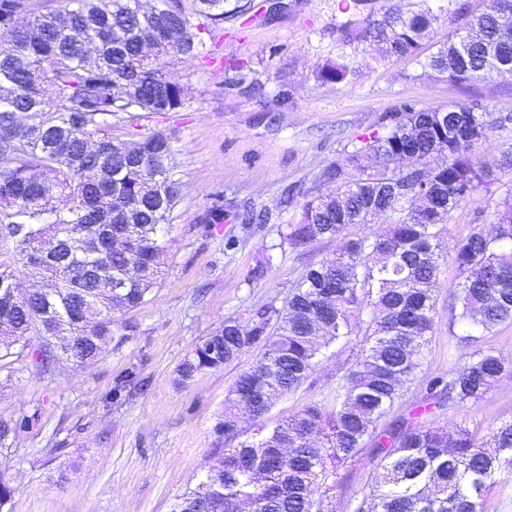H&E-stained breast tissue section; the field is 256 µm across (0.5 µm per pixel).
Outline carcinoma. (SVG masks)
<instances>
[{"label": "carcinoma", "instance_id": "1", "mask_svg": "<svg viewBox=\"0 0 512 512\" xmlns=\"http://www.w3.org/2000/svg\"><path fill=\"white\" fill-rule=\"evenodd\" d=\"M59 9L32 0H0V224L18 259L42 249L50 261L23 265L24 276L47 280L28 290L0 273V368L30 346L39 327L34 361L43 373L64 359L75 368L101 357L114 338L112 305L133 309L157 284L169 216L178 197L174 152L156 132L131 154L113 145L112 116L177 112L183 88L172 65L200 57L203 34L224 20L245 15L251 0H153L148 16L140 0L116 9L105 0H74ZM404 14L382 5V19L360 37L378 46L380 59L411 58L429 77L452 82L486 81L512 74V0H488L463 29L482 40L463 50L445 37L419 59L448 7L422 0ZM349 66L328 61L318 80H344ZM494 119L476 104L456 103L387 112L377 128L356 137L321 172L334 184L311 195L296 186L300 217L281 231L296 249L367 223L370 211L387 221L382 232L347 238L335 258L310 265L285 305L271 301L243 325L224 322L178 369L179 381L217 369L257 349L256 366L239 374L224 400V457L171 512H335L333 490L340 469L360 462L367 491L352 512H484L489 492L512 483V420L484 433L468 427L448 434L436 411L475 406L501 382L512 379V354L482 345L485 333L512 322V192L496 203L490 224H478L453 248L442 226L463 203L512 170V150L490 164L475 154L489 138ZM137 168L126 179L122 170ZM126 243L125 251L92 255L65 244L93 243L102 228ZM451 260L462 281L454 293L448 350L471 344L464 364L427 382L424 397L383 429L378 423L416 378L435 331L434 283ZM104 272L129 264L116 299L78 265ZM368 348L336 386L328 406L313 404L272 429L261 423L273 399L297 389L314 371L323 348L360 330ZM139 383L130 368L118 376V400ZM258 421L243 437L238 414ZM27 420L0 419V447Z\"/></svg>", "mask_w": 512, "mask_h": 512}]
</instances>
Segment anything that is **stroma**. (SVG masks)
<instances>
[{"mask_svg":"<svg viewBox=\"0 0 512 512\" xmlns=\"http://www.w3.org/2000/svg\"><path fill=\"white\" fill-rule=\"evenodd\" d=\"M275 0H252L254 22L228 21L207 47L210 61L176 63L185 89L182 108L164 115L112 123V134L137 143L163 132L175 151L180 194L170 215L161 277L146 303L115 314V340L94 364L59 365L39 374L31 352L0 370V418L26 417L28 426L0 447V476L13 488L0 512H171L217 463L224 441L214 428L237 376L259 358L243 354L217 370L177 385L180 365L225 320L247 322L261 305L283 303L306 267L332 258L341 239L291 249L280 231L295 210L283 206L286 188L328 192L320 179L352 140L379 116L415 108L469 102L487 107L497 124L478 151L487 161L512 145V76L458 84L422 76L407 60L378 62L371 43L339 39L338 22L362 27L381 19L382 0H287L273 18ZM353 65L342 82L323 84L315 71L326 60ZM512 188V174L460 206L446 224V245L492 219L488 206ZM229 216L212 223L215 205ZM236 238L226 248L227 238ZM266 276L249 283L257 265ZM460 280L443 264L436 284L435 337L412 384L389 409L394 420L419 400L427 380L445 373L452 295ZM363 335L335 341L309 379L277 399L262 422L272 426L322 402L354 369ZM136 368L142 388L111 401L117 375ZM512 419V380L470 409L445 410L438 421L472 429Z\"/></svg>","mask_w":512,"mask_h":512,"instance_id":"obj_1","label":"stroma"}]
</instances>
